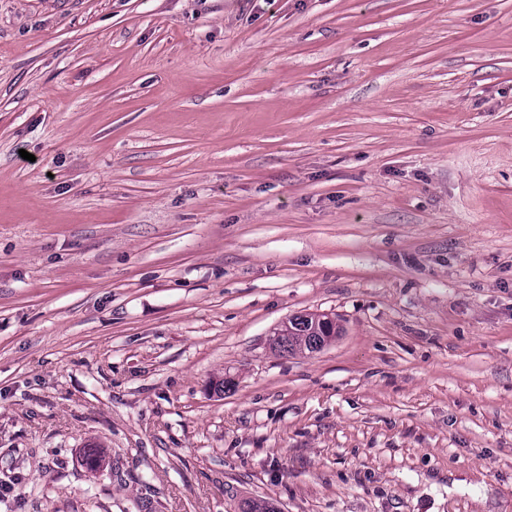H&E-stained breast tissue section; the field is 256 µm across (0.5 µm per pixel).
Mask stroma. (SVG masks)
Returning a JSON list of instances; mask_svg holds the SVG:
<instances>
[{
    "instance_id": "35a3bbf8",
    "label": "stroma",
    "mask_w": 512,
    "mask_h": 512,
    "mask_svg": "<svg viewBox=\"0 0 512 512\" xmlns=\"http://www.w3.org/2000/svg\"><path fill=\"white\" fill-rule=\"evenodd\" d=\"M248 497L512 512V0H0V512ZM288 326L285 323L277 328L280 336H284L282 342L271 348L282 355H297L314 353L322 350L336 336L340 335L341 328L335 320H329L328 315L307 313L288 318ZM270 336L268 342L278 336ZM322 347V348H321ZM320 348V349H319Z\"/></svg>"
}]
</instances>
